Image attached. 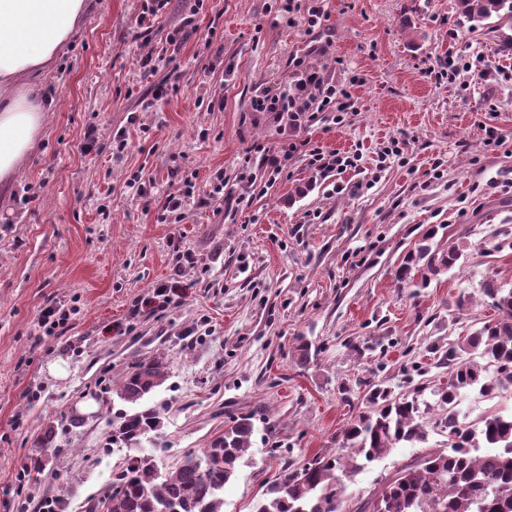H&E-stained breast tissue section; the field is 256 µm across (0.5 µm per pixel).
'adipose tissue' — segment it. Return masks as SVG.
<instances>
[{
	"label": "adipose tissue",
	"mask_w": 512,
	"mask_h": 512,
	"mask_svg": "<svg viewBox=\"0 0 512 512\" xmlns=\"http://www.w3.org/2000/svg\"><path fill=\"white\" fill-rule=\"evenodd\" d=\"M88 0H0V190L11 185L44 123L38 75L78 31Z\"/></svg>",
	"instance_id": "1"
}]
</instances>
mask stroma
Listing matches in <instances>:
<instances>
[{
  "label": "stroma",
  "mask_w": 512,
  "mask_h": 512,
  "mask_svg": "<svg viewBox=\"0 0 512 512\" xmlns=\"http://www.w3.org/2000/svg\"><path fill=\"white\" fill-rule=\"evenodd\" d=\"M271 3L204 0L198 33L169 45L166 32L193 0H171L149 28L136 23L139 0H89L44 72L42 133L0 193V512H29L47 497L83 512L130 454L112 442L126 409L116 385L152 357L168 377L148 400L163 426L144 447L158 448L168 471L229 418L251 416L224 512H254L288 465L337 451L358 380L401 394L446 382L435 346L493 317L485 281L512 288V53L500 49L512 27L473 30L455 0H326L327 19L310 33ZM313 42L327 45L322 72L350 85L351 107L343 123L318 121L293 137L362 152L359 171L346 174L361 189L336 193V174L314 175L298 155L277 179L257 166L251 183L239 182L247 147L286 138L269 114L250 111L252 97L286 87L290 59ZM150 54L159 58L151 73ZM451 56L478 65L450 82L427 76ZM395 138L401 155L377 169ZM219 170L229 188L221 201L210 196ZM137 172L150 196L130 188ZM187 178L195 188L184 220L158 223L160 200ZM429 231L440 253L465 238L464 259L429 280L398 281ZM165 281L184 286L181 301L141 306ZM50 305L73 316L37 336ZM421 422L425 442L348 478V512L447 447L432 413ZM49 424L60 461L19 483Z\"/></svg>",
  "instance_id": "stroma-1"
}]
</instances>
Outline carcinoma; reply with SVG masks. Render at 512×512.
<instances>
[{"label":"carcinoma","mask_w":512,"mask_h":512,"mask_svg":"<svg viewBox=\"0 0 512 512\" xmlns=\"http://www.w3.org/2000/svg\"><path fill=\"white\" fill-rule=\"evenodd\" d=\"M459 13L474 28L498 18L512 23V0H456ZM425 237L399 270L403 279L424 264L431 274L457 265L467 248L458 241L441 255ZM496 316L468 336L448 341L440 360L448 365V382L422 386L412 396L379 384L365 395V409L342 430L339 448L352 455H316L288 467L267 483L255 512H344V478L401 444L426 440L420 418L426 410L441 415L439 428L451 442L405 466L359 512H512V412L493 411L475 421L460 418L457 400L475 392L492 400L512 390V288L492 282L482 290ZM158 358L135 363L117 389L134 407L118 416V440L128 447L159 431L162 421L145 401L166 380ZM430 391L432 401L421 399ZM251 417L224 423V431L205 448L186 451L173 471L158 470L155 455L142 452L126 459L112 481L86 512H223L224 486L236 474L251 443Z\"/></svg>","instance_id":"carcinoma-1"}]
</instances>
